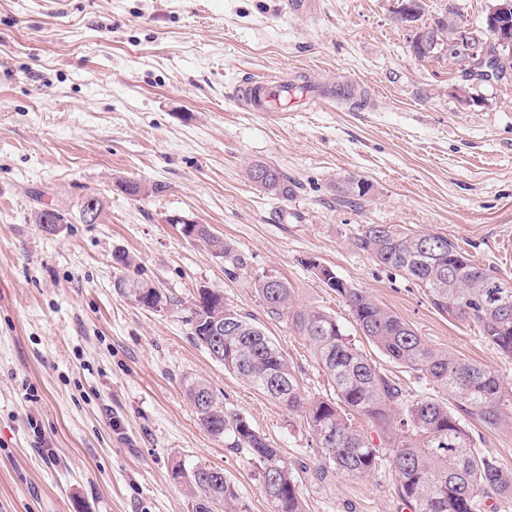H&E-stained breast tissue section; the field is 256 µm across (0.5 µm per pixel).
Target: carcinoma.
Wrapping results in <instances>:
<instances>
[{
  "label": "carcinoma",
  "instance_id": "carcinoma-1",
  "mask_svg": "<svg viewBox=\"0 0 512 512\" xmlns=\"http://www.w3.org/2000/svg\"><path fill=\"white\" fill-rule=\"evenodd\" d=\"M394 11L400 24H415L425 13L424 0H397ZM459 16L455 5L433 18L428 27L436 43L422 48L423 28L411 45L417 60L443 53L468 61L463 49L451 41L449 30ZM487 52L494 60V77L512 68V48L491 42ZM250 182L265 193L288 198V175L267 162L247 169ZM336 194L359 203L370 191L356 175L340 177ZM197 241L230 262L228 278L247 268L245 256L236 252L209 225H199ZM356 247L376 263L398 272L423 289L442 315L477 324L483 336L504 355L512 357V278H504L474 263L452 240L442 235L405 232L391 224H367L355 239ZM325 285L343 298L362 335L395 364L437 388L443 398L407 399L402 388L350 339L332 315L297 303L295 289L284 277L281 287L270 288L264 272L253 275V286L266 313L288 319L309 342L319 368L332 383L333 396L308 398L298 373L266 330L248 313L224 301L219 290L204 292L187 308V323L195 343L224 369L248 386L305 419L320 454L318 472L341 471L362 477L379 463V446L358 419L380 430L400 431L390 442V467L398 479V492L411 512H482L486 500L512 494V472L494 458L470 450V435L462 419L490 427H512V387L483 365L429 344L408 323L379 304L367 292L338 278L322 266ZM224 316V331L212 330L214 319ZM187 400L201 426L224 440L232 451H247L255 460L261 492L271 512H306L293 468L257 431L243 413L227 408L210 383L186 377L182 383ZM173 480L187 491L190 512H247L237 487L221 468L200 463L187 465L177 459Z\"/></svg>",
  "mask_w": 512,
  "mask_h": 512
}]
</instances>
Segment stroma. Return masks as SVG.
<instances>
[{
  "mask_svg": "<svg viewBox=\"0 0 512 512\" xmlns=\"http://www.w3.org/2000/svg\"><path fill=\"white\" fill-rule=\"evenodd\" d=\"M0 0V512H189L174 457L223 468L248 512H271L248 455L210 436L181 389L207 379L292 465L306 512H410L394 472L317 474L301 416L259 394L197 346L181 307L160 312L120 289L144 281L183 302L199 288L258 318L301 373L328 393L309 344L269 318L252 284L275 269L300 303L336 317L407 397L437 396L357 329L317 266L409 323L429 343L512 385V358L471 322L439 314L422 288L358 250L367 224L457 242L512 277V77L466 86L458 63L419 61L396 0ZM357 84L282 120L243 108L242 79ZM285 172L277 199L246 176ZM371 190L341 204L336 178ZM164 185L132 197L121 182ZM100 213L86 223L83 205ZM67 217L43 232L37 212ZM173 215L229 241L226 264ZM130 257L116 265L115 254ZM474 450L512 471V428L471 420ZM247 177L250 182L258 186L265 193L277 198H288L292 193L288 175L275 165L257 161L247 169ZM289 183V185H288ZM194 224V227H199L200 237L195 240L208 248L213 254L224 257L226 261L230 262V266L225 269V274L228 278L234 279L238 275V271L246 269L248 262L245 256L236 252L234 247L224 238L215 235L209 225Z\"/></svg>",
  "mask_w": 512,
  "mask_h": 512,
  "instance_id": "1",
  "label": "stroma"
}]
</instances>
